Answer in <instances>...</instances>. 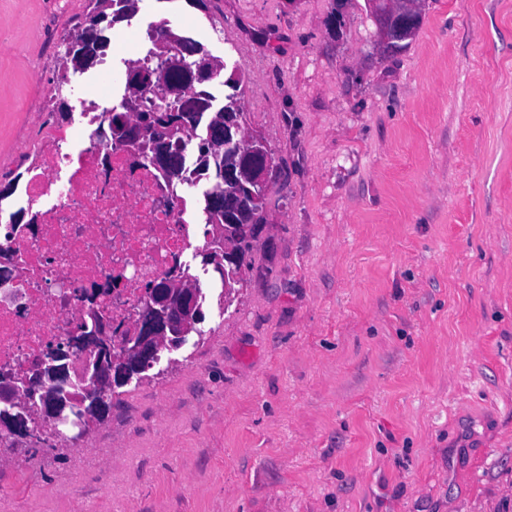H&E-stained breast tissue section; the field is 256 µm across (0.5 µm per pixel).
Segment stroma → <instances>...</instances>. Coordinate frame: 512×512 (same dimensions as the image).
<instances>
[{"instance_id": "stroma-1", "label": "stroma", "mask_w": 512, "mask_h": 512, "mask_svg": "<svg viewBox=\"0 0 512 512\" xmlns=\"http://www.w3.org/2000/svg\"><path fill=\"white\" fill-rule=\"evenodd\" d=\"M54 0H0V168L57 75ZM339 14V29L330 26ZM244 78L277 178L220 309L75 450L0 462V512H512V0H142ZM370 1L374 2L369 9L375 21L378 16L388 13L393 7V0ZM415 5V0H397L392 11L377 21L378 32L383 36L388 32H400L388 43L379 46L380 53L385 55L402 50L416 37L420 25L416 26L421 23L422 12L418 11Z\"/></svg>"}]
</instances>
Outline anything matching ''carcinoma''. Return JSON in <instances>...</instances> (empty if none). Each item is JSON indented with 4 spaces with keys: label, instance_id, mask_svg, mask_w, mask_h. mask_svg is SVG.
I'll use <instances>...</instances> for the list:
<instances>
[{
    "label": "carcinoma",
    "instance_id": "cac0c4a2",
    "mask_svg": "<svg viewBox=\"0 0 512 512\" xmlns=\"http://www.w3.org/2000/svg\"><path fill=\"white\" fill-rule=\"evenodd\" d=\"M141 0H95L94 8L80 24L81 35L65 48L63 73L57 85L56 116L62 121L71 119L65 110L66 95L63 88L76 74H85L106 56L111 42V30L139 11ZM418 29L398 33L379 46L380 53H393L406 48L416 37ZM200 67L214 70L219 76L227 65L214 59L190 38L173 28L165 30L160 40L148 48L144 63H129V79L125 85L122 106L136 114L139 121L147 120L145 134L140 138L139 151L143 162L153 165L174 177L182 169L181 147L199 122L195 101L186 93L192 87L205 86L207 81L192 78ZM163 78L161 93L166 107L161 112L138 110L143 83L150 74ZM228 92L222 100L208 96L206 136L199 139L196 151L199 162L211 170V185L202 188L210 215V239L199 252L205 270L229 282L242 277L250 240L256 228L264 222L265 194L255 184V161L247 151L251 136L243 127V79L231 71L224 80ZM234 244L235 260L224 261V240Z\"/></svg>",
    "mask_w": 512,
    "mask_h": 512
}]
</instances>
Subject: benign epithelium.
I'll return each instance as SVG.
<instances>
[{"label": "benign epithelium", "mask_w": 512, "mask_h": 512, "mask_svg": "<svg viewBox=\"0 0 512 512\" xmlns=\"http://www.w3.org/2000/svg\"><path fill=\"white\" fill-rule=\"evenodd\" d=\"M421 20L422 12L417 10L416 0H396L395 7L377 21V26L384 35L413 29ZM256 167L259 170L257 182L264 186L272 180L274 173L269 156L262 155ZM177 282V277L167 276L155 282L145 294L135 314V332L124 337L121 345L122 357H116V351L106 344L94 347V354L86 360L83 371L77 374L79 378H91L89 388L99 391L93 409L85 410L82 399L67 391L73 385V368L68 363L69 353L61 349L48 354L45 368L25 384L20 408L33 409L36 415L56 428L70 422L78 427L77 434L68 437L62 432L60 436L72 442L82 438L103 417L107 396L116 386L109 366L122 358H133L141 374L159 363L161 350L172 351L182 346L188 324L193 322L195 290L179 288ZM36 398L40 402L30 405Z\"/></svg>", "instance_id": "1"}]
</instances>
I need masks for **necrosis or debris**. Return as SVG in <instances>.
Wrapping results in <instances>:
<instances>
[{"instance_id": "necrosis-or-debris-1", "label": "necrosis or debris", "mask_w": 512, "mask_h": 512, "mask_svg": "<svg viewBox=\"0 0 512 512\" xmlns=\"http://www.w3.org/2000/svg\"><path fill=\"white\" fill-rule=\"evenodd\" d=\"M116 79L104 59L80 101L78 147L51 124L22 151L23 221L0 210V401L17 400L15 379L78 325L124 334L145 285L199 249L187 187L206 174L191 149L170 179L113 140Z\"/></svg>"}]
</instances>
